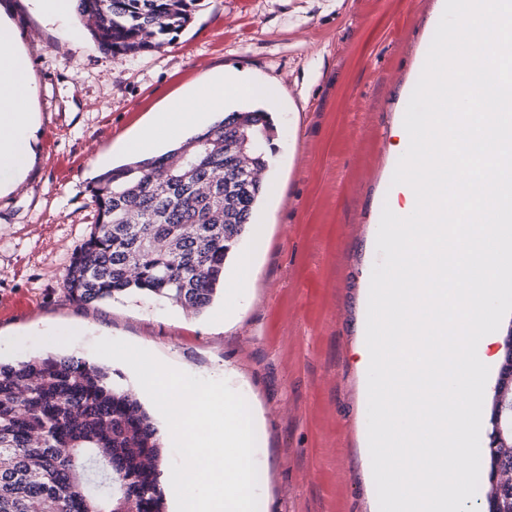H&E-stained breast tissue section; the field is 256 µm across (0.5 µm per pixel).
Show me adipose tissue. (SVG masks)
<instances>
[{
    "label": "adipose tissue",
    "instance_id": "obj_1",
    "mask_svg": "<svg viewBox=\"0 0 512 512\" xmlns=\"http://www.w3.org/2000/svg\"><path fill=\"white\" fill-rule=\"evenodd\" d=\"M16 29L0 16V191L17 189L34 157V116L30 100L31 69L27 55L15 47ZM264 85L229 75L201 82L192 96L171 97L151 123L127 141L135 155L156 153L161 142L180 137L190 126L206 122L209 115L223 111L231 97L269 98Z\"/></svg>",
    "mask_w": 512,
    "mask_h": 512
}]
</instances>
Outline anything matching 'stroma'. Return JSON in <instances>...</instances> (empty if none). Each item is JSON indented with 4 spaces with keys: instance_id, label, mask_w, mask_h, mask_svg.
Returning <instances> with one entry per match:
<instances>
[{
    "instance_id": "35a3bbf8",
    "label": "stroma",
    "mask_w": 512,
    "mask_h": 512,
    "mask_svg": "<svg viewBox=\"0 0 512 512\" xmlns=\"http://www.w3.org/2000/svg\"><path fill=\"white\" fill-rule=\"evenodd\" d=\"M443 0H200L169 43L103 51L78 13L45 19L35 0H0L28 53L36 156L0 196V362L56 353L94 359L119 339L182 371L225 378L259 406L268 512H373L362 373L376 215L394 170L391 130L418 78ZM268 83L278 130L258 215L266 245L252 295L222 323L223 299L192 314L139 294L80 305L65 290L95 222L90 185L128 162L122 140L174 92L218 71Z\"/></svg>"
}]
</instances>
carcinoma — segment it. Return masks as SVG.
<instances>
[{
  "mask_svg": "<svg viewBox=\"0 0 512 512\" xmlns=\"http://www.w3.org/2000/svg\"><path fill=\"white\" fill-rule=\"evenodd\" d=\"M197 2L77 0V12L100 48L134 57L180 32ZM275 132L267 112L244 107L100 175L97 222L66 271L69 298L134 293L206 310L262 201ZM501 399L503 438L482 460L487 512H512V385L498 378L491 416ZM160 457L150 415L109 369L53 354L0 365V512H162Z\"/></svg>",
  "mask_w": 512,
  "mask_h": 512,
  "instance_id": "obj_1",
  "label": "carcinoma"
}]
</instances>
